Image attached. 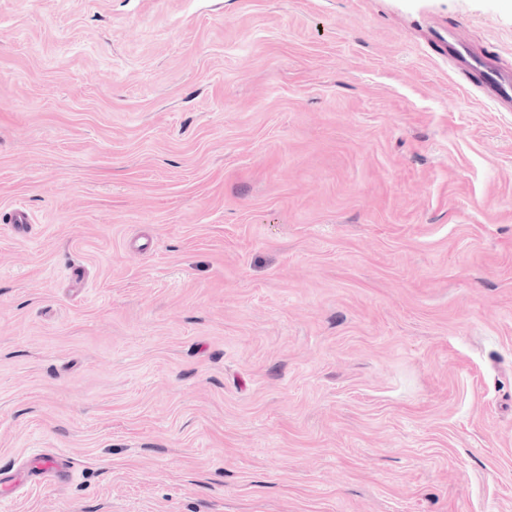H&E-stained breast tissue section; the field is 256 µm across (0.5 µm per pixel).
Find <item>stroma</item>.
Returning a JSON list of instances; mask_svg holds the SVG:
<instances>
[{"mask_svg": "<svg viewBox=\"0 0 512 512\" xmlns=\"http://www.w3.org/2000/svg\"><path fill=\"white\" fill-rule=\"evenodd\" d=\"M512 0H0L6 512H512ZM32 222L18 237L14 204ZM444 53L453 60L463 73H481V88L486 95L504 105L512 106V74H504L493 62L471 56L465 42L452 35V41L444 44ZM66 468V461L56 454L35 453L30 457L27 469L16 473L8 485L1 486L0 499L3 501L12 497L20 487L27 485L32 479L40 481L47 477H61Z\"/></svg>", "mask_w": 512, "mask_h": 512, "instance_id": "1", "label": "stroma"}]
</instances>
